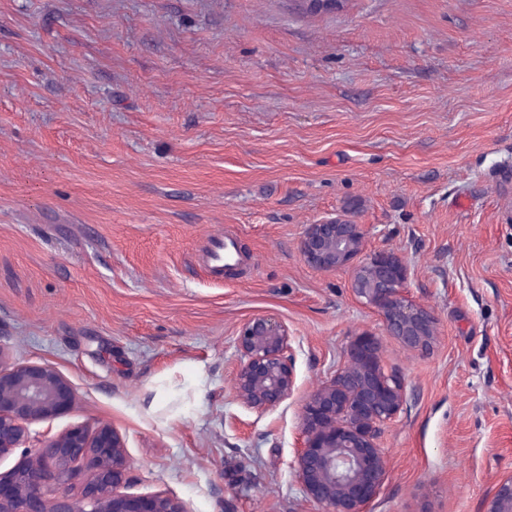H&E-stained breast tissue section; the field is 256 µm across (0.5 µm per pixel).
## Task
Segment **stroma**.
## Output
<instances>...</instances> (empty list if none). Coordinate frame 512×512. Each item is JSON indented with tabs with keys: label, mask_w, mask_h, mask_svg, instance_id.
Returning <instances> with one entry per match:
<instances>
[{
	"label": "stroma",
	"mask_w": 512,
	"mask_h": 512,
	"mask_svg": "<svg viewBox=\"0 0 512 512\" xmlns=\"http://www.w3.org/2000/svg\"><path fill=\"white\" fill-rule=\"evenodd\" d=\"M336 213L408 264L429 349L304 260ZM257 313L296 376L263 414L231 391ZM363 333L406 386L372 512H483L512 473V0H0V351L77 392L27 447L106 422L130 493L319 512L303 403ZM235 251V238L232 233L224 231L208 238L205 265L214 277L223 278L224 265L233 258Z\"/></svg>",
	"instance_id": "1"
}]
</instances>
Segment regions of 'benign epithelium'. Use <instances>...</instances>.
<instances>
[{
	"label": "benign epithelium",
	"instance_id": "benign-epithelium-1",
	"mask_svg": "<svg viewBox=\"0 0 512 512\" xmlns=\"http://www.w3.org/2000/svg\"><path fill=\"white\" fill-rule=\"evenodd\" d=\"M364 242V225L338 216L309 225L300 250L319 270H349L352 291L377 310L388 335L410 349L429 346L435 319L407 296L409 267L389 251L362 257ZM289 341L288 327L270 315L239 324L233 392L243 406L264 413L293 395ZM347 356L303 405L305 441L296 473L322 512H368L387 476L377 435L405 402L403 379L384 372L371 336L352 341ZM75 401L73 385L54 368L13 365L0 351V460L21 450L18 463L0 473V512H191L174 496L124 491L130 461L123 437L108 424L75 426L38 450L24 447L27 424L64 415ZM82 467L91 478L77 499L64 481ZM484 512H512V474L498 480Z\"/></svg>",
	"mask_w": 512,
	"mask_h": 512
}]
</instances>
